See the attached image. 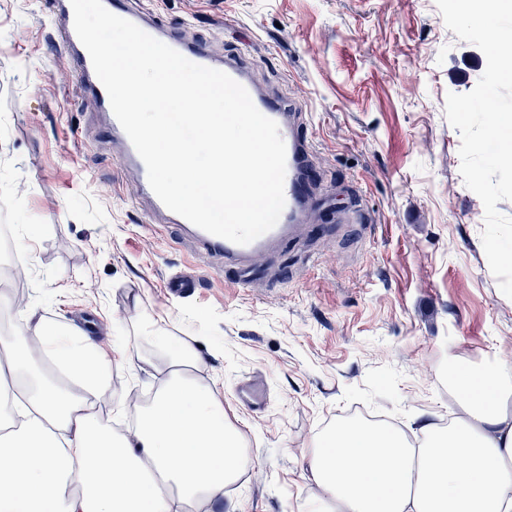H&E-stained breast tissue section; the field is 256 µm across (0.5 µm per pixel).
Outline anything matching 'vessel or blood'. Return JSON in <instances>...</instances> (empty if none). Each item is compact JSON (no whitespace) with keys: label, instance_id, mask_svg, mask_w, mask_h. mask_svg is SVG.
<instances>
[{"label":"vessel or blood","instance_id":"b4317fda","mask_svg":"<svg viewBox=\"0 0 512 512\" xmlns=\"http://www.w3.org/2000/svg\"><path fill=\"white\" fill-rule=\"evenodd\" d=\"M103 4L111 13L131 21L189 61L223 71L232 77L248 91L256 108L277 123L286 146L285 206L273 229L249 244L238 245L192 225L185 218L170 211L158 197L153 196L147 180L146 166L115 117L108 94L94 71L90 55L76 35L70 0H50V23L54 40L62 46L70 58L84 94L92 99L104 114L107 132L111 137L122 142L123 152L120 163L122 166L134 169L138 174L143 193L150 197L149 208L152 216L159 222L188 230L199 251L223 259L226 265L239 269L246 266L255 252H274L293 242L303 229L305 202L315 193L307 176L314 165V155L311 138L305 131L307 124L305 114L287 111L278 100L261 92L238 61L216 59L205 44L161 29L152 16L134 9L130 0H103ZM200 285V278L192 273L173 275L165 282L166 290L177 296L193 293Z\"/></svg>","mask_w":512,"mask_h":512}]
</instances>
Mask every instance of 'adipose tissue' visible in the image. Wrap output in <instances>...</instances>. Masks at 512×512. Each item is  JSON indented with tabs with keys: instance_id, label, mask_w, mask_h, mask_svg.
<instances>
[{
	"instance_id": "obj_1",
	"label": "adipose tissue",
	"mask_w": 512,
	"mask_h": 512,
	"mask_svg": "<svg viewBox=\"0 0 512 512\" xmlns=\"http://www.w3.org/2000/svg\"><path fill=\"white\" fill-rule=\"evenodd\" d=\"M167 377L112 430V360L79 325L27 312L0 333V512H201L243 467L241 436L198 374L194 343L152 341ZM465 414L419 447L374 424L337 427L305 457L321 490L303 512H512V385L497 367L459 374Z\"/></svg>"
}]
</instances>
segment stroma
Returning <instances> with one entry per match:
<instances>
[{"mask_svg": "<svg viewBox=\"0 0 512 512\" xmlns=\"http://www.w3.org/2000/svg\"><path fill=\"white\" fill-rule=\"evenodd\" d=\"M165 27L239 57L252 80L305 112L327 194L314 235L250 261V283L151 224L136 173L52 39L48 0H0V225L28 262L26 298L61 326L92 321L117 363L116 397L154 394L153 334L199 341L201 382L242 435L239 481L205 512H298L316 440L349 415L407 439L461 416L448 369H512V299L482 244L484 207L460 174L448 93L470 92L486 57L436 0H137ZM360 205L367 221L332 237ZM203 280L168 297L186 263ZM261 376L265 407L240 387Z\"/></svg>", "mask_w": 512, "mask_h": 512, "instance_id": "obj_1", "label": "stroma"}]
</instances>
